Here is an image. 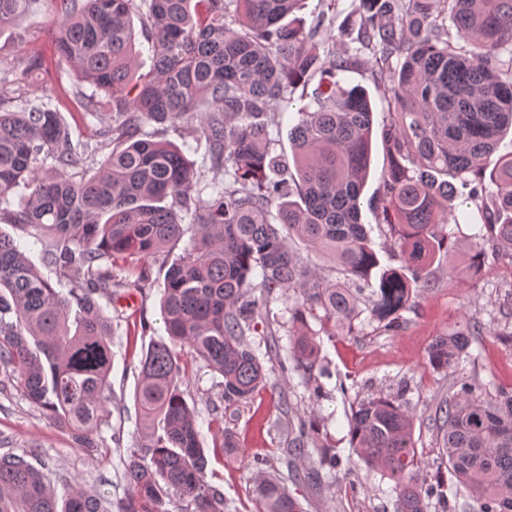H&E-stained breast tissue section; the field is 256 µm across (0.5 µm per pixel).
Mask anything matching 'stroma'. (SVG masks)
<instances>
[{
    "mask_svg": "<svg viewBox=\"0 0 512 512\" xmlns=\"http://www.w3.org/2000/svg\"><path fill=\"white\" fill-rule=\"evenodd\" d=\"M353 8L354 0H338L332 11L325 0H303L299 15L308 24L327 16L332 32L338 35L337 51L352 52L357 42L340 35L339 30ZM58 23L56 13L45 2L17 26L0 30V72L14 70L29 57L45 56L69 91L62 97L59 110L77 137L86 134L87 129L81 103L73 92L80 89L88 94L92 88L80 86L69 66L55 55ZM340 80L364 87L373 103L372 160L363 193L362 221L371 229L383 264L389 265L394 248L377 205L380 176L388 164L382 140L389 120L388 96L366 68L341 73ZM460 256L456 245L441 250L435 262L437 287L420 291L404 312L398 329L380 328L365 312L354 321L351 334L321 336V354L330 371L323 381L328 398L309 403L305 382L298 373H271L268 387L240 405L235 420L230 422L234 447H224V430L210 422L220 376L192 365L182 389L198 414L208 458L206 480L223 492L227 512H259L253 462L261 458L288 475V489L305 512H394L392 481L352 456L348 436L353 404L379 395L393 397L409 410L427 475L438 474L444 481H451L450 473L437 471L439 445L434 416L438 403L447 396L452 383L463 377L475 383L512 386V259L486 255L477 279L468 283L449 281L448 268ZM139 267V261L133 258L118 264L112 294L99 300L112 318V398L99 448L91 453L78 448L71 432L49 422L21 391L10 389L0 394V453L10 449L30 451L36 466L52 460L57 473L49 482L58 494H66L69 485L76 483L95 491L107 508L114 507L125 493L124 460L139 439L134 392L140 359L149 343L165 333L159 308L165 270L154 267L152 282L143 291L126 289V282L136 279ZM467 322H478L486 328L484 334L473 337L467 360L453 372L434 370L428 360L432 344ZM300 415L314 421L319 435L327 437L341 455L342 465L335 477L318 483L296 480V473L308 471L310 464L289 459L286 450L292 445L293 435L283 430L282 424Z\"/></svg>",
    "mask_w": 512,
    "mask_h": 512,
    "instance_id": "stroma-1",
    "label": "stroma"
}]
</instances>
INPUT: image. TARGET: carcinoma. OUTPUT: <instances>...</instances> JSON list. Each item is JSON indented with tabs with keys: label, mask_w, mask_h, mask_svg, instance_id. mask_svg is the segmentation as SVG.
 Listing matches in <instances>:
<instances>
[{
	"label": "carcinoma",
	"mask_w": 512,
	"mask_h": 512,
	"mask_svg": "<svg viewBox=\"0 0 512 512\" xmlns=\"http://www.w3.org/2000/svg\"><path fill=\"white\" fill-rule=\"evenodd\" d=\"M39 2L0 0V29ZM46 2L59 17L56 55L94 88L81 104L99 128L94 141L72 137L52 106L59 87L43 57L0 77L19 86L41 77L20 110L0 101V220L34 230L56 275L45 277L0 233V372L79 447H98L112 370V317L98 298L112 294L118 262H142L136 280L124 283L139 291L161 262L167 337L140 360L134 398L146 433L128 450L129 490L117 509L168 512L178 496L185 512H224V493L206 481L196 411L181 390L189 366L177 348L222 377L217 423L266 388L267 362L302 372L315 400L327 369L307 316L328 336L342 333L362 314L366 291L370 318L399 327L413 295L434 286L430 267L457 207L476 203L482 224L449 278L476 279L488 248L512 259V155L487 165L512 131V0H354L356 40L369 58L326 49L324 19L307 29L295 16L301 0ZM138 36L152 59L144 74L134 56ZM358 65L390 93L379 204L397 267L381 265L361 222L372 109L364 87L337 79ZM298 89L303 105L288 130V154L279 148L282 116ZM184 119L198 122L205 142L206 197L182 151L143 131ZM49 158L52 174L42 169ZM295 241L332 256L343 278L322 275L292 250ZM278 290L296 294L284 355L275 331L260 344L250 340ZM480 332L468 323L437 338L431 365L457 369ZM453 387L437 408L441 462L477 512H512V391L464 378ZM291 432L298 447L285 452L313 461L307 478L335 473L334 446L315 440L311 421L297 419ZM350 434L359 460L394 482L395 512H456L458 491L423 473L402 405L361 401ZM31 456L0 454V512H103L90 491L58 499ZM255 469L263 512H302L273 464L257 461Z\"/></svg>",
	"instance_id": "1"
}]
</instances>
